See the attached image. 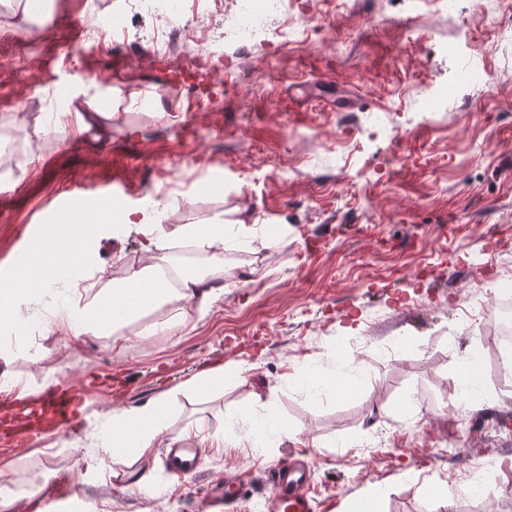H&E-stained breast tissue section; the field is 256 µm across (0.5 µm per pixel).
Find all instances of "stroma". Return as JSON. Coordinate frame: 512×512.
I'll return each mask as SVG.
<instances>
[{"mask_svg": "<svg viewBox=\"0 0 512 512\" xmlns=\"http://www.w3.org/2000/svg\"><path fill=\"white\" fill-rule=\"evenodd\" d=\"M303 35L293 43L241 49L208 15L183 34L202 60L221 51L233 86L218 94L223 134L186 112L179 86L152 81L149 59L132 77L98 56L63 67L70 23L107 18L124 0H51L37 21L27 0H8L0 22V121L36 158L17 159L0 186V277L18 263L42 225L81 202L114 210H163L167 231L192 224L257 227L250 247L224 263L248 282L205 311L172 301L115 345L56 328L47 314L70 284L92 277L111 287L146 264L134 233H105L85 270L50 289L44 319L26 340L0 337V394L21 379L88 378L89 419L166 394L170 432L200 448L199 474L172 477L164 442L136 464L111 458L85 422L29 446L0 452V484L24 493L43 471L69 475L77 491L46 512H210L206 487L240 483L231 512H269L266 472L290 453L314 464L315 512H349L375 491L383 512H512V387L496 376L489 328L512 305V43L501 41L512 0H469L459 15L437 0H297ZM479 63L490 91L460 88L465 61ZM453 91L454 112L417 121L395 115L398 136L368 139L331 108L347 98L383 107L397 95ZM306 110L293 121L283 98ZM97 102L88 112L85 101ZM25 106V117L16 109ZM90 122L82 130V122ZM120 174L136 195L113 199ZM122 263H115V256ZM479 358V410L453 398L459 356ZM362 371L359 389L313 402L309 378L337 362ZM224 388L199 399L185 381L214 365ZM417 399V422L399 419ZM150 471L166 494L140 491ZM431 483L446 487L430 497Z\"/></svg>", "mask_w": 512, "mask_h": 512, "instance_id": "1", "label": "stroma"}]
</instances>
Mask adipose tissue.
Here are the masks:
<instances>
[{"label": "adipose tissue", "instance_id": "obj_1", "mask_svg": "<svg viewBox=\"0 0 512 512\" xmlns=\"http://www.w3.org/2000/svg\"><path fill=\"white\" fill-rule=\"evenodd\" d=\"M112 220L111 210L98 203L76 212H62L43 225L22 261L6 280L0 282V327L20 330L31 314V305L53 282L61 270L76 266L94 238ZM121 220L139 237L140 248L148 255L169 249L172 237L157 213H124ZM180 237L201 253L205 262L195 272L171 277L161 265L147 264L130 269L111 288L96 293L82 310L76 330L125 341L129 323L177 299L206 310L223 293L224 255L246 248L254 230L244 224H197L179 232ZM166 403L157 398L112 414L111 425L92 430L101 448L112 457L138 460L167 435Z\"/></svg>", "mask_w": 512, "mask_h": 512}]
</instances>
